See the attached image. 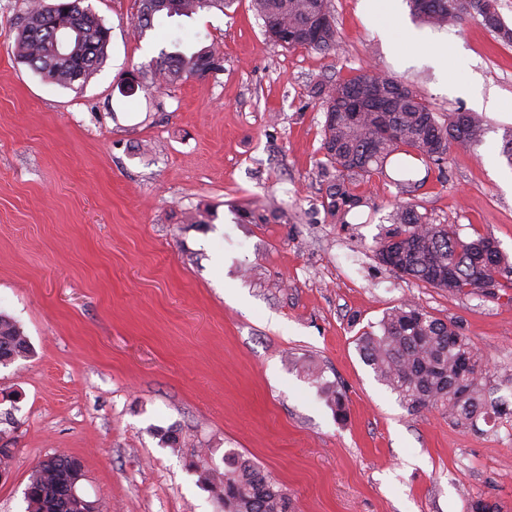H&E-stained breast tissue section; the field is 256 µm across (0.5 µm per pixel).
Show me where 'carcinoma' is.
<instances>
[{
    "instance_id": "carcinoma-1",
    "label": "carcinoma",
    "mask_w": 512,
    "mask_h": 512,
    "mask_svg": "<svg viewBox=\"0 0 512 512\" xmlns=\"http://www.w3.org/2000/svg\"><path fill=\"white\" fill-rule=\"evenodd\" d=\"M84 0H26L16 23L17 57L32 70L61 87L86 83L101 67L110 43L106 27ZM135 30L143 36L165 18L190 17L203 9H224L229 0H140ZM498 0H408L411 14L433 28L458 24L467 17L480 20L498 40L512 44V27L496 16L486 17L487 3ZM266 34L288 49L334 52L339 47L335 20L319 27L328 0H253ZM76 28L68 51L57 53L59 27ZM223 70L213 49L186 54L164 52L155 61L152 83L173 85L184 79H204ZM397 79L388 74L361 73L346 80L319 84L314 97L325 112L321 151L326 187L320 205L334 219L367 205L357 192V179L383 172L396 158L392 182L410 198L425 178L419 166L442 169L453 149L473 150L483 143L488 127L477 112L468 113L465 130L457 113H438L411 84L404 99L385 107L367 108L358 117L348 113L346 99L368 96ZM393 228L376 248L381 264L401 277L451 294L495 298L512 288V261L488 235L463 239L453 224H434L410 200L391 215ZM358 348L377 379L394 392L412 412L441 409L457 425H474L480 416L512 413L505 401L494 399L483 383L480 357L468 337L454 323L431 316L412 300L387 311L377 326H368L356 338ZM29 353L20 328L0 314V365ZM321 396L337 419L347 417L345 393L330 382ZM228 470L208 466L198 455L194 466L202 480L224 503V512H291L292 502L273 477L252 461L237 455L227 458ZM80 462L60 452L39 461L24 490L28 512H72L69 485Z\"/></svg>"
}]
</instances>
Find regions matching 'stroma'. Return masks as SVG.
Here are the masks:
<instances>
[{"instance_id":"1","label":"stroma","mask_w":512,"mask_h":512,"mask_svg":"<svg viewBox=\"0 0 512 512\" xmlns=\"http://www.w3.org/2000/svg\"><path fill=\"white\" fill-rule=\"evenodd\" d=\"M24 0H0V313L30 352L0 365V512H26L37 463L82 465L99 512H222L192 463L249 458L295 512H512V418L463 427L411 412L375 377L356 338L405 300L459 325L485 383L512 403V300L399 277L374 248L403 196L360 180L346 223L320 205L325 114L318 83L385 71L437 111L492 98L488 132L452 151L415 202L460 236L512 258V46L478 20L434 29L406 0H331L336 52L269 39L252 0L164 19L145 37L140 0H85L111 30L84 85L48 83L15 57ZM447 44L449 57L437 54ZM212 47L217 75L127 93L161 51ZM197 223H189V215ZM314 361L346 395L336 420ZM179 432V447L162 435Z\"/></svg>"}]
</instances>
